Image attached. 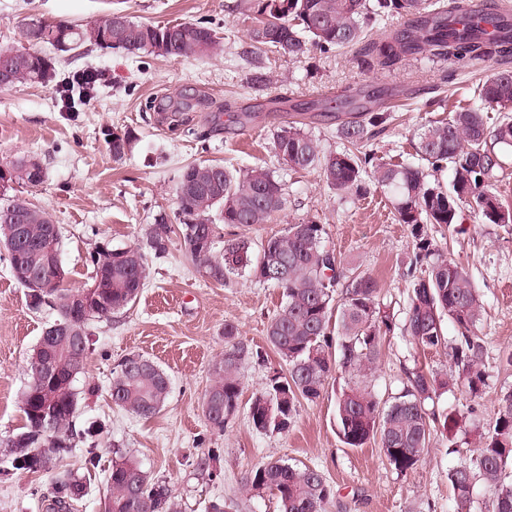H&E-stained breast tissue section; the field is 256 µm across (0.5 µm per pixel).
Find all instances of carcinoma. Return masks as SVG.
<instances>
[{"mask_svg": "<svg viewBox=\"0 0 512 512\" xmlns=\"http://www.w3.org/2000/svg\"><path fill=\"white\" fill-rule=\"evenodd\" d=\"M243 15L252 23L254 61L267 52L302 56L315 48L339 51L363 45L381 69H390L408 56L424 54L433 59H467L478 66L496 56L512 55V39L500 30L512 25V16L494 10L466 15L461 3L442 0H245ZM385 15L413 18L415 23L394 36L373 41L368 29ZM21 39L26 45L11 46V85L26 83L65 92L56 83L51 62L36 46L49 44L62 52L85 43L101 49L128 53L148 52L171 59L211 56L220 48L216 31L204 21L152 25L112 12L84 27L65 20H23ZM477 101L451 110L448 121L422 127L417 155L424 165L393 164L366 149L373 128L385 124L388 112H373L363 106L338 129L344 150L325 154L315 138L296 123L280 127L273 136V149L281 164L290 169L320 170L326 185L336 192L364 199L371 185L397 191L398 222L409 227L416 240L410 277L408 306L398 324L377 300L378 284L369 275L348 273L341 259L325 243V225L317 220L289 224L280 235L254 249L248 238L224 239L220 224H266L286 205L283 184L274 172L255 166L230 170L219 164L184 167L174 189L178 229L166 217L145 229L142 243L112 256L106 247L90 254L93 266L107 267L99 288L100 301L84 314L74 311L75 293L62 287L66 272L47 284L56 312L54 323L67 326L44 345H36L27 361L28 384L20 397L24 424L18 434L0 437V465L52 474L51 505L68 512L82 499L86 476L64 465L76 436L94 437L101 427L90 426L78 434L74 418L79 410L75 383L82 376L73 372L74 349L88 339L90 322L133 303L148 276L147 257H161L178 233L180 247L202 274L222 283L234 273L246 272L260 282L282 290L284 304L272 318L268 343L285 363L275 372L248 408V419L259 433H283L294 424L304 402L315 403L326 393L330 381L346 376L336 394V428L350 448H361L379 438L381 451L400 474L415 469L428 451L433 432L448 433L458 427V418L433 407L449 389L460 386L471 396L485 385L481 369L483 340L475 330L482 321L484 304L468 272L428 238L424 226L458 223L468 209L492 224H512V210L503 206L490 190L503 168L495 145L512 147V70L491 74L476 85ZM504 112L494 128L485 113ZM18 185L35 187L45 178L36 157L21 156L6 162ZM444 168L451 170L448 186L431 179ZM27 225L29 241L20 269L40 267L41 251L60 245V228L52 216L23 197L12 196L0 205V250L11 260L13 229ZM336 318V335L330 320ZM459 331L448 344L446 324ZM400 333L423 350L450 349L456 374L446 378L421 368L408 372V384L391 403L382 407L367 385L381 361L386 337ZM233 323L224 325V355L212 368L213 381L205 394L203 413L217 431L239 411L242 380L240 369L250 357L247 345L238 340ZM54 364L55 377L36 382L34 370L42 361ZM142 365L129 368L131 358L112 369L109 395L118 408L149 418L159 413L169 396V378L153 361L140 357ZM52 413L53 432L41 425ZM476 453L448 470V484L456 512H474V488L482 483L488 499L487 512H512V390L500 398L498 416L480 436ZM19 448H33L39 458L34 468L21 460ZM110 496L105 512H177V503L166 481L151 477L132 455L119 450L108 470ZM247 490L272 495L278 512H326L333 488L314 467L293 466L272 460L251 469L245 476Z\"/></svg>", "mask_w": 512, "mask_h": 512, "instance_id": "carcinoma-1", "label": "carcinoma"}]
</instances>
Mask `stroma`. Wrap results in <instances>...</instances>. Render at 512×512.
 Here are the masks:
<instances>
[{
	"instance_id": "stroma-1",
	"label": "stroma",
	"mask_w": 512,
	"mask_h": 512,
	"mask_svg": "<svg viewBox=\"0 0 512 512\" xmlns=\"http://www.w3.org/2000/svg\"><path fill=\"white\" fill-rule=\"evenodd\" d=\"M243 8L244 0H0V45L20 44L18 25L26 16L86 25L113 10L155 25L203 19L222 38L218 55L196 60L103 50L90 43L66 53L42 46L59 80L84 72L100 76L96 93L70 110L49 87L0 90V162L28 153L41 159L44 182L21 192L48 210L61 228L64 287L80 290L92 284L89 256L97 247L139 244L161 215L176 223L173 189L184 166L203 162L238 170L261 164L282 181L286 208L269 224L224 225L225 239L246 237L257 244L287 224L320 221L327 245L350 266L372 275L382 307L403 320L415 242L395 217L393 193L377 187L360 200L337 194L319 171L280 164L272 134L297 121L324 152L339 151L338 128L347 115L337 109V98L370 93L375 104L392 106L393 112L368 150L413 162L422 125L445 119L449 100L469 99L480 76L498 71L499 62L489 61L477 73L462 60L409 58L377 70L353 47L328 54L314 50L300 58L270 52L257 64L251 60ZM194 94L206 103L185 113L179 126L146 108L155 99ZM244 110L251 120L229 122V114ZM108 130L133 134L122 158L109 152ZM427 233L448 258L468 268L485 307L479 327L482 394L470 402L460 391H450L438 402L460 411L456 452H449L444 433H435L419 466L397 474L377 441L361 448L341 442L331 390L317 403L302 405L288 432L254 430L249 403L280 368L266 336L281 293L247 275L221 285L207 280L175 242L163 257L149 258V277L133 305L90 326L86 370L77 384L76 426L97 421L105 430L97 439L78 441L69 458L90 466L77 512H101L116 447L136 456L151 477L168 481L181 512H206L214 501L223 502L225 512H277L269 494L243 489L248 470L276 459L324 473L334 488L327 512H455L448 471L479 448L480 433L497 417L500 394L512 388V368L501 362L512 351V224H492L465 211L458 225H431ZM54 317L49 308L29 307L25 288L0 259V436L22 424L19 399L28 380L27 357ZM229 322L256 355L243 365L239 412L219 433L204 417L203 399L212 366L224 352ZM132 354L149 358L170 377L167 403L150 418L114 406L107 391L113 367ZM417 366L442 376L450 372L451 361L447 351L418 354L405 338L391 335L368 385L380 402H390L403 391L407 371ZM50 483L47 474L0 467V512H46Z\"/></svg>"
}]
</instances>
